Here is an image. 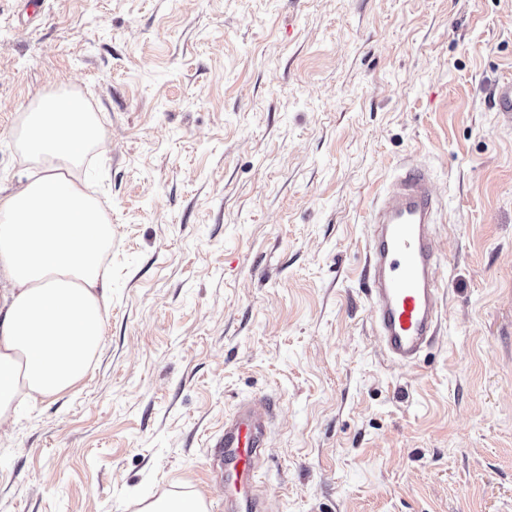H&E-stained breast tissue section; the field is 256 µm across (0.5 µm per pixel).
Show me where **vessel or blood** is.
Masks as SVG:
<instances>
[{"label":"vessel or blood","mask_w":512,"mask_h":512,"mask_svg":"<svg viewBox=\"0 0 512 512\" xmlns=\"http://www.w3.org/2000/svg\"><path fill=\"white\" fill-rule=\"evenodd\" d=\"M441 210L429 170L404 167L373 203L366 264L374 325L391 361L414 362L441 318L444 290L436 276ZM272 409L241 402L224 419L212 455L224 468V512H266L258 486Z\"/></svg>","instance_id":"b4317fda"}]
</instances>
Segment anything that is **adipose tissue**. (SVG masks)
I'll use <instances>...</instances> for the list:
<instances>
[{"label": "adipose tissue", "mask_w": 512, "mask_h": 512, "mask_svg": "<svg viewBox=\"0 0 512 512\" xmlns=\"http://www.w3.org/2000/svg\"><path fill=\"white\" fill-rule=\"evenodd\" d=\"M10 138L37 173L0 190V425L86 376L104 340L112 245L111 220L72 178L104 143L96 113L47 95Z\"/></svg>", "instance_id": "obj_1"}]
</instances>
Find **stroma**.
Here are the masks:
<instances>
[{"label":"stroma","instance_id":"stroma-1","mask_svg":"<svg viewBox=\"0 0 512 512\" xmlns=\"http://www.w3.org/2000/svg\"><path fill=\"white\" fill-rule=\"evenodd\" d=\"M0 0L8 136L65 89L106 141L105 342L72 390L0 428V512H224L209 450L274 404L272 512H512V0ZM443 210L439 331L388 359L367 218L404 164ZM141 512H204V506L196 496L169 494L145 500Z\"/></svg>","mask_w":512,"mask_h":512}]
</instances>
